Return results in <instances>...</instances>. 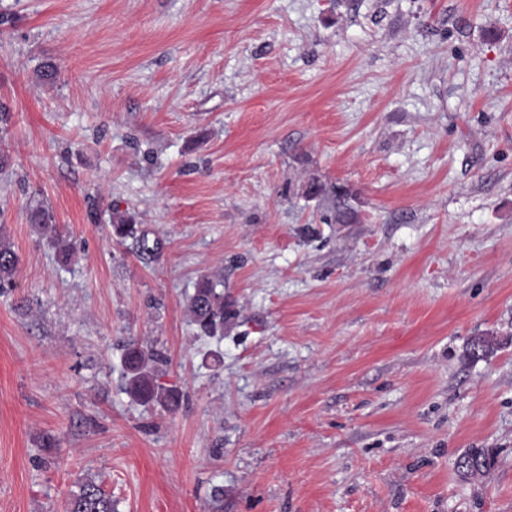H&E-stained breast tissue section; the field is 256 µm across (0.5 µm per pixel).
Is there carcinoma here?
Listing matches in <instances>:
<instances>
[{
    "label": "carcinoma",
    "instance_id": "cac0c4a2",
    "mask_svg": "<svg viewBox=\"0 0 512 512\" xmlns=\"http://www.w3.org/2000/svg\"><path fill=\"white\" fill-rule=\"evenodd\" d=\"M319 200L332 206L336 211V223L355 224L359 220L358 212L351 204L354 193L341 183H308ZM28 223L40 238L55 249L56 259L62 265L72 262L75 250L68 240L65 230L52 223L48 208L41 204L29 207ZM111 240L120 243L134 238L142 249H149V240L134 215L112 214L110 224ZM19 265L16 252L9 235L0 228V289L13 286L14 276ZM187 319L198 336H222L224 326L232 325L239 317L234 303L224 297V291L207 275L200 278L195 291L187 304ZM167 364L166 358L153 347L133 340L124 348L122 354V380L125 393L136 403L143 406L159 405L168 411L179 407L178 390L158 383L161 366ZM494 464L492 455L484 448H468L456 460L461 475L467 479H476L490 471ZM64 512H114L112 497L92 478H86L77 484L65 502Z\"/></svg>",
    "mask_w": 512,
    "mask_h": 512
}]
</instances>
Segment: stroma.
<instances>
[{
	"label": "stroma",
	"instance_id": "obj_1",
	"mask_svg": "<svg viewBox=\"0 0 512 512\" xmlns=\"http://www.w3.org/2000/svg\"><path fill=\"white\" fill-rule=\"evenodd\" d=\"M0 103V512L85 477L118 512H512V0H0ZM206 273L220 341L185 316ZM132 339L175 412L124 392ZM308 190L332 206L336 211L337 224H355L359 220L358 212L351 204L352 197L356 195L344 184L312 181L308 183ZM28 223L41 239H45L55 249L56 259L61 265L72 262L75 255L73 244L68 240L64 229H61L58 224H51L52 215L48 208L41 204L30 206ZM110 227L111 240L121 243L127 238H135L142 249L150 250L147 234L141 228V225L137 224L134 215L126 212H113ZM18 265L19 255L9 235L0 228V289L13 287ZM493 464V457L485 448H468L456 460L458 471L467 479L484 476Z\"/></svg>",
	"mask_w": 512,
	"mask_h": 512
}]
</instances>
